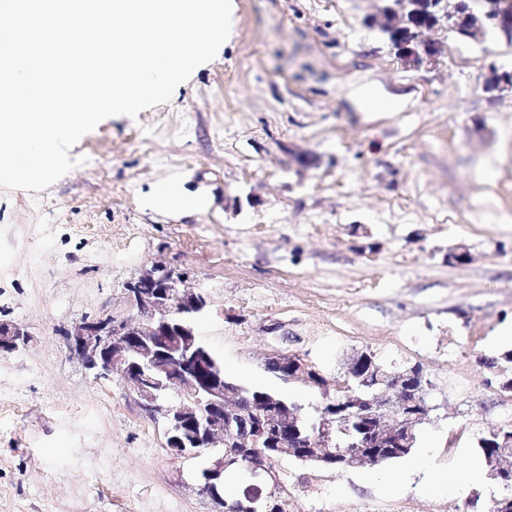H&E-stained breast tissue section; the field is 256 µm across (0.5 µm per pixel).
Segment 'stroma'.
Instances as JSON below:
<instances>
[{
  "instance_id": "stroma-1",
  "label": "stroma",
  "mask_w": 512,
  "mask_h": 512,
  "mask_svg": "<svg viewBox=\"0 0 512 512\" xmlns=\"http://www.w3.org/2000/svg\"><path fill=\"white\" fill-rule=\"evenodd\" d=\"M377 2L232 0L223 48L168 103L101 121L49 188H0V318L32 335L0 356V512H212L163 423L67 349L65 329L124 312L153 263L205 294L197 330L242 386L318 404L266 369L277 352L331 384L365 349L422 364L434 409L417 437L458 476L512 421L485 364L512 350V93L483 88L512 44L442 26L443 55L410 67L365 26ZM174 177L207 207L149 208ZM459 244L464 265L448 261ZM398 469L279 471L292 512H490L504 493L387 490Z\"/></svg>"
}]
</instances>
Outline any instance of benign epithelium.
I'll return each mask as SVG.
<instances>
[{"label":"benign epithelium","instance_id":"1","mask_svg":"<svg viewBox=\"0 0 512 512\" xmlns=\"http://www.w3.org/2000/svg\"><path fill=\"white\" fill-rule=\"evenodd\" d=\"M432 16L453 30L470 28L478 44L491 27L498 35L512 38V3L508 0H468L452 18L438 11ZM489 82L499 93L512 92V71L495 65L490 68ZM124 294L128 306L124 315H86L67 330L71 356L97 380L120 379L140 411L164 423L166 447L180 456L204 457L194 478L213 503V512L226 510L224 497L213 489L211 479L220 478L224 467L232 463L241 465L258 484L279 488V476L268 456L262 451L246 453L248 448L259 447L262 432L251 425L244 430L234 427L233 417L240 416V408L233 405L236 387L225 384L218 374L201 378L205 367L219 368L196 329L197 318L208 307L204 294L188 286L182 275L155 264L126 282ZM29 342L30 333L23 325L0 321V355L20 352ZM267 364L277 366L284 381L300 380L325 390L299 354L279 353ZM376 383L377 390L367 398L350 396L348 402L358 408L359 419L373 427V446L392 448L412 439L415 425L427 417L431 407L413 417L407 412L404 394L390 396L385 380L378 377ZM347 423L346 418L339 422L331 413H323L314 426L310 451L302 460L328 463L325 445L335 438L336 428ZM378 462L379 457L364 448L349 450L342 460L346 469ZM505 471L512 472V449L494 458L491 465L493 476Z\"/></svg>","mask_w":512,"mask_h":512}]
</instances>
